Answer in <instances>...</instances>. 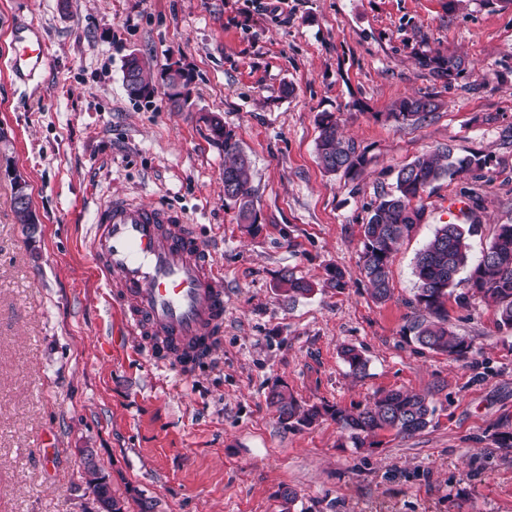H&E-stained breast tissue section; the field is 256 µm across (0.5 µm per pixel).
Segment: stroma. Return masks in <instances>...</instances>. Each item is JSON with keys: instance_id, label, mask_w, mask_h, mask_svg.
<instances>
[{"instance_id": "1", "label": "stroma", "mask_w": 512, "mask_h": 512, "mask_svg": "<svg viewBox=\"0 0 512 512\" xmlns=\"http://www.w3.org/2000/svg\"><path fill=\"white\" fill-rule=\"evenodd\" d=\"M13 23L40 29L49 64L29 81L0 67V512H91L87 448L127 512L144 500L152 512H512V447L497 444L512 436V331L478 301L448 305L473 342L466 359L404 334L415 256L438 225L478 219L475 259L512 224V0H0V53ZM424 51L468 66L433 78ZM133 53L157 75L181 68L188 106L159 82L130 99ZM416 93L442 109L417 126L388 119ZM211 112L251 159L258 235L224 201ZM322 112L364 152L356 178L320 167ZM446 146L488 164L424 194L390 262L392 296L375 303L361 226L400 167ZM18 177L37 223L15 213ZM466 190L480 205L461 212ZM114 196L186 212L224 275L223 339L190 376L150 356L95 272L89 229ZM333 266L343 291L323 285ZM287 269L317 290L288 302L275 289ZM345 346L363 352L364 374ZM276 384L347 410L410 389L435 412L422 432L358 449L328 417L281 424Z\"/></svg>"}]
</instances>
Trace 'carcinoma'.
<instances>
[{"mask_svg":"<svg viewBox=\"0 0 512 512\" xmlns=\"http://www.w3.org/2000/svg\"><path fill=\"white\" fill-rule=\"evenodd\" d=\"M422 68L437 78H453L465 70V60L456 54L419 58ZM124 68L133 80L125 85L128 96L138 100L154 91L151 77L137 56L127 57ZM440 108L435 96L429 93L405 97L397 101L388 113L400 125L425 122ZM204 120L213 140L224 148V200L237 209L238 223L247 231H260L259 213L255 207L251 187V160L244 152L234 130L224 126L218 115ZM319 135L316 151L322 169L329 174L340 173L353 178L363 168L365 155L357 150L355 142L340 131L332 112L318 116ZM487 166L480 155L459 158L447 146L434 152L416 156L396 174L395 189L379 195L367 222L361 226L362 263L360 275L367 282L371 297L386 301L391 294L389 262L398 244L421 223L425 209L419 204L424 193L444 177H459ZM478 232L477 225L448 223L438 227L424 248L417 254L414 273L417 288L411 301L415 310L406 326L410 341L422 348L446 354L455 360L473 352V342L455 333L448 322V297L467 307L480 300L495 308L499 328L512 330V224H500L493 240L478 260L469 257V237ZM277 290L293 302L314 292L311 282L294 272H284ZM350 371L357 375L366 370L367 360L354 347L342 351ZM281 423L291 426H311L328 415L348 432V439L356 448L373 446L370 438L381 431L394 430L400 435H413L431 422L434 408L427 395L412 390H389L377 394L372 401L354 411L339 407H304L288 390L274 386L268 393ZM89 488L112 499V512H123L119 501L112 498V488L97 466L84 468Z\"/></svg>","mask_w":512,"mask_h":512,"instance_id":"1","label":"carcinoma"}]
</instances>
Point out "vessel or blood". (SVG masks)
I'll list each match as a JSON object with an SVG mask.
<instances>
[{
  "instance_id": "1",
  "label": "vessel or blood",
  "mask_w": 512,
  "mask_h": 512,
  "mask_svg": "<svg viewBox=\"0 0 512 512\" xmlns=\"http://www.w3.org/2000/svg\"><path fill=\"white\" fill-rule=\"evenodd\" d=\"M38 28L10 29L13 74L31 78L47 62ZM92 258L112 301L155 361L191 375L224 335V277L187 216L162 203L114 197L97 207Z\"/></svg>"
}]
</instances>
